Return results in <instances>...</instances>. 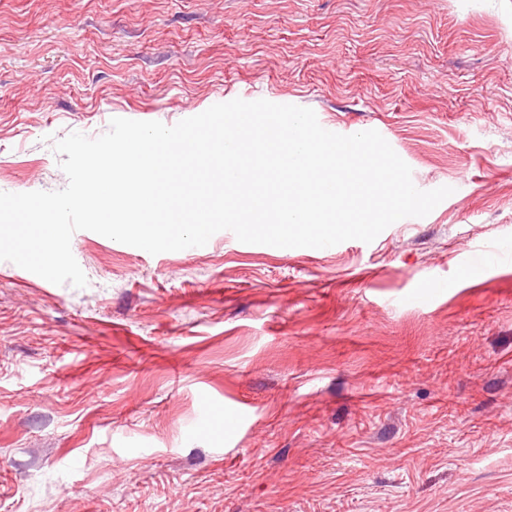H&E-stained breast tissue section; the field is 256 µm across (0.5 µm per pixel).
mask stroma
<instances>
[{
  "label": "stroma",
  "instance_id": "obj_1",
  "mask_svg": "<svg viewBox=\"0 0 512 512\" xmlns=\"http://www.w3.org/2000/svg\"><path fill=\"white\" fill-rule=\"evenodd\" d=\"M236 98L453 193L320 249L78 231L83 288L0 261V512H512V0H0V191Z\"/></svg>",
  "mask_w": 512,
  "mask_h": 512
}]
</instances>
